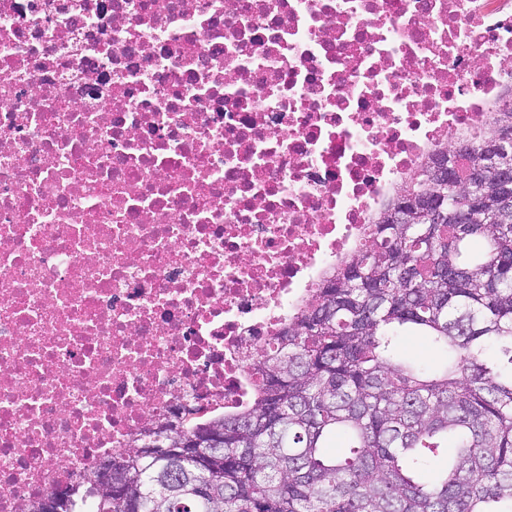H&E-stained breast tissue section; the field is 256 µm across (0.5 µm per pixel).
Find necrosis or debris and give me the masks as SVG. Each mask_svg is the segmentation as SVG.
<instances>
[{
    "mask_svg": "<svg viewBox=\"0 0 512 512\" xmlns=\"http://www.w3.org/2000/svg\"><path fill=\"white\" fill-rule=\"evenodd\" d=\"M512 108V0H0V512L244 369Z\"/></svg>",
    "mask_w": 512,
    "mask_h": 512,
    "instance_id": "1",
    "label": "necrosis or debris"
}]
</instances>
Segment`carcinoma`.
<instances>
[{"instance_id":"obj_1","label":"carcinoma","mask_w":512,"mask_h":512,"mask_svg":"<svg viewBox=\"0 0 512 512\" xmlns=\"http://www.w3.org/2000/svg\"><path fill=\"white\" fill-rule=\"evenodd\" d=\"M489 143L435 161L448 188L431 166L404 189L249 362L247 404L149 430L112 458L119 490L94 472L62 512H512V223L493 195L448 218ZM400 349L403 354L425 362H432L437 358L436 354L415 336H404L400 342Z\"/></svg>"}]
</instances>
